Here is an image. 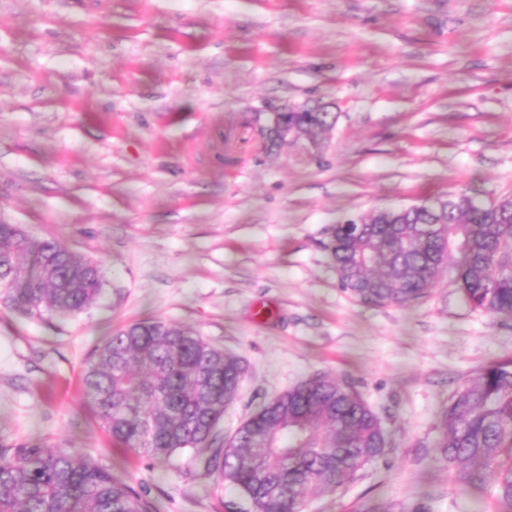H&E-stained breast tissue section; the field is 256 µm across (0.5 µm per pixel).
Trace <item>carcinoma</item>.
<instances>
[{
  "mask_svg": "<svg viewBox=\"0 0 512 512\" xmlns=\"http://www.w3.org/2000/svg\"><path fill=\"white\" fill-rule=\"evenodd\" d=\"M283 116L311 137L335 121L323 106ZM442 219L437 232L429 210L392 219L379 208L358 224L332 227L324 249L341 287L367 306H411L447 270L467 306L512 317V197L451 194ZM105 281L99 263L0 224V306L27 319H66L93 305ZM244 374L238 357L150 319L106 337L90 353L82 382L117 443L154 461L189 449L205 473L258 512H305L308 497L343 489L384 452L387 433L371 407L327 375L265 402L224 447L219 426ZM438 425L436 448L448 472L512 508V359L482 367L457 389ZM148 509L124 481L74 450L0 448V512Z\"/></svg>",
  "mask_w": 512,
  "mask_h": 512,
  "instance_id": "cac0c4a2",
  "label": "carcinoma"
}]
</instances>
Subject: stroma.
I'll return each mask as SVG.
<instances>
[{"mask_svg":"<svg viewBox=\"0 0 512 512\" xmlns=\"http://www.w3.org/2000/svg\"><path fill=\"white\" fill-rule=\"evenodd\" d=\"M316 105V139L268 149L255 113ZM467 192L512 195V0H0V224L106 270L63 321L0 308V446L74 449L151 512H234L190 451L116 444L81 375L145 319L241 358L230 438L316 375L348 382L388 434L381 457L306 512H502L437 458V416L512 357V318L448 275L411 307L345 292L332 225Z\"/></svg>","mask_w":512,"mask_h":512,"instance_id":"35a3bbf8","label":"stroma"}]
</instances>
